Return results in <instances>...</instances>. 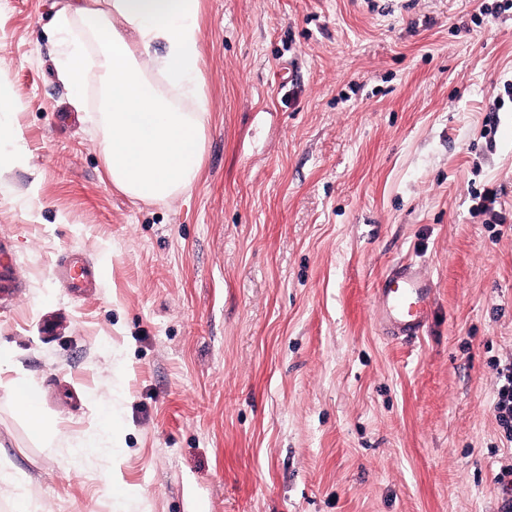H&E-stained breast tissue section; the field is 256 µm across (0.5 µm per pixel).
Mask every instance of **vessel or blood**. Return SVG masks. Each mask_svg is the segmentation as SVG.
Here are the masks:
<instances>
[{
  "label": "vessel or blood",
  "instance_id": "vessel-or-blood-1",
  "mask_svg": "<svg viewBox=\"0 0 512 512\" xmlns=\"http://www.w3.org/2000/svg\"><path fill=\"white\" fill-rule=\"evenodd\" d=\"M55 272L77 292H87L93 286L95 272L85 262L70 261L58 265ZM432 293L433 283L420 267L411 263L394 266L378 288L379 319L384 332L397 338L419 335L428 318Z\"/></svg>",
  "mask_w": 512,
  "mask_h": 512
}]
</instances>
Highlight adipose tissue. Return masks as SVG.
Segmentation results:
<instances>
[{
    "mask_svg": "<svg viewBox=\"0 0 512 512\" xmlns=\"http://www.w3.org/2000/svg\"><path fill=\"white\" fill-rule=\"evenodd\" d=\"M55 37L66 51L58 73L91 114L113 185L132 199L166 202L197 180L208 100L198 0H66Z\"/></svg>",
    "mask_w": 512,
    "mask_h": 512,
    "instance_id": "adipose-tissue-1",
    "label": "adipose tissue"
}]
</instances>
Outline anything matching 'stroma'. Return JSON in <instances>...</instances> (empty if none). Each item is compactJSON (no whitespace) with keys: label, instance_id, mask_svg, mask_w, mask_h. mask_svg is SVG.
<instances>
[{"label":"stroma","instance_id":"stroma-1","mask_svg":"<svg viewBox=\"0 0 512 512\" xmlns=\"http://www.w3.org/2000/svg\"><path fill=\"white\" fill-rule=\"evenodd\" d=\"M199 4V178L145 203L58 76L56 0H0V464L37 512H512V0ZM75 255L85 296L54 274ZM404 262L434 288L411 340L378 320ZM109 404L123 454L76 455ZM497 370V395L495 402L496 418L499 424L510 435L512 432V364H506ZM18 410L26 417L33 431L42 433L47 427L39 400L34 391L17 382L8 387Z\"/></svg>","mask_w":512,"mask_h":512}]
</instances>
